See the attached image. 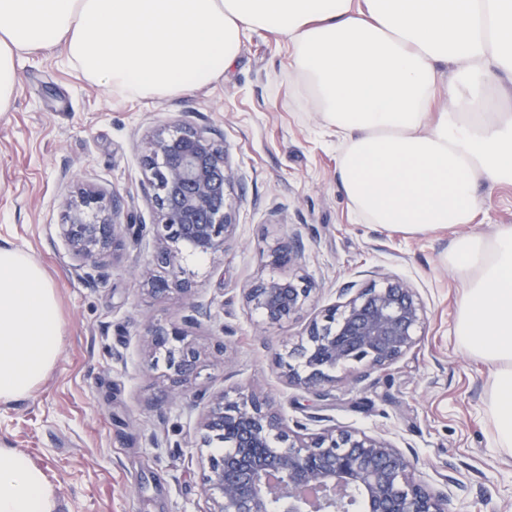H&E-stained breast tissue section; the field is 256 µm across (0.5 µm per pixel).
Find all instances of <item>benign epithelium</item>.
<instances>
[{"label":"benign epithelium","mask_w":512,"mask_h":512,"mask_svg":"<svg viewBox=\"0 0 512 512\" xmlns=\"http://www.w3.org/2000/svg\"><path fill=\"white\" fill-rule=\"evenodd\" d=\"M138 149L158 240L153 262L169 274L147 280L149 291L188 293L187 253L207 257L232 238L236 213L229 199L238 171L210 131L182 120L157 127ZM124 216L120 199L107 205L93 189L66 201L61 234L79 266L95 267L123 246L122 231L130 226ZM302 254L292 240L273 245L263 259L275 270L299 264ZM317 293L302 277L272 273L242 289V301L261 322L284 324L314 305ZM338 295L341 302L322 309L281 357L286 383L320 400L343 379L356 386L396 363L418 344L427 319L418 290L381 270L365 285L342 283ZM144 347L150 367L164 362L168 393L185 395L200 354L181 328L151 326ZM198 427L203 446L224 442L202 460L208 512H274L280 504L288 512H448L446 487L458 484L446 475L438 488L415 458L383 435L334 426L292 434L280 410L254 392L209 396Z\"/></svg>","instance_id":"1"}]
</instances>
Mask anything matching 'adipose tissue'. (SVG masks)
I'll use <instances>...</instances> for the list:
<instances>
[{
	"instance_id": "obj_1",
	"label": "adipose tissue",
	"mask_w": 512,
	"mask_h": 512,
	"mask_svg": "<svg viewBox=\"0 0 512 512\" xmlns=\"http://www.w3.org/2000/svg\"><path fill=\"white\" fill-rule=\"evenodd\" d=\"M287 39L298 95L339 139L338 185L370 224L416 235L471 223L480 187L512 185V0H0V112L19 60L62 48L115 96L218 81L243 39ZM456 344L487 363L496 447L512 452V225L451 244ZM63 342L55 289L0 246V401L32 394ZM43 473L0 448V512H55Z\"/></svg>"
}]
</instances>
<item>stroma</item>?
<instances>
[{
  "instance_id": "35a3bbf8",
  "label": "stroma",
  "mask_w": 512,
  "mask_h": 512,
  "mask_svg": "<svg viewBox=\"0 0 512 512\" xmlns=\"http://www.w3.org/2000/svg\"><path fill=\"white\" fill-rule=\"evenodd\" d=\"M14 102L0 112V245L27 252L52 282L64 340L54 369L26 399L0 401V448L24 454L53 489L58 512H206L201 483L202 410L194 398L162 391V369L147 368L142 340L152 324L177 322L209 352L194 389L228 396L262 391L288 419L322 415L339 427L383 433L412 451L431 479L454 472L448 512H512V454L496 448L486 411L492 370L462 352L453 327L462 295L442 260L464 234L512 225V185L485 192L476 219L409 236L357 218L336 182L334 135L293 88L288 43L252 34L235 67L209 87L160 101L117 99L88 83L61 50L24 56ZM179 118L216 132L241 181L234 241L188 259V294L158 298L141 273L153 247L142 199L139 137ZM86 182L124 199L139 227L96 268L79 269L60 234L61 202ZM299 240L298 270L332 304L344 281L375 270L409 280L423 298L426 333L388 370L324 401L286 386L275 358L306 325L258 324L242 286L265 274L275 240Z\"/></svg>"
}]
</instances>
